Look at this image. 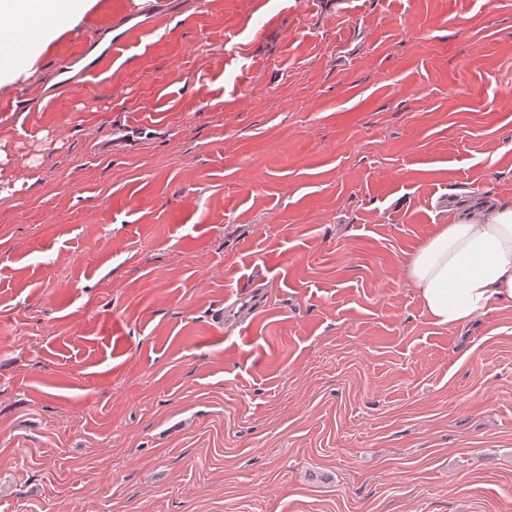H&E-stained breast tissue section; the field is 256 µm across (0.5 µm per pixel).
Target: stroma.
<instances>
[{"label": "stroma", "mask_w": 512, "mask_h": 512, "mask_svg": "<svg viewBox=\"0 0 512 512\" xmlns=\"http://www.w3.org/2000/svg\"><path fill=\"white\" fill-rule=\"evenodd\" d=\"M15 65L0 512H512V303L403 266L512 202V0H92Z\"/></svg>", "instance_id": "stroma-1"}]
</instances>
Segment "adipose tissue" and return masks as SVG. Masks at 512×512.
Returning a JSON list of instances; mask_svg holds the SVG:
<instances>
[{
	"instance_id": "ef3b65f1",
	"label": "adipose tissue",
	"mask_w": 512,
	"mask_h": 512,
	"mask_svg": "<svg viewBox=\"0 0 512 512\" xmlns=\"http://www.w3.org/2000/svg\"><path fill=\"white\" fill-rule=\"evenodd\" d=\"M90 0H0V17L20 29H35L38 42L23 41L14 51L33 58L39 44L77 23ZM405 279L430 321L461 328L495 305L512 302V205L481 214L454 215L410 252Z\"/></svg>"
}]
</instances>
